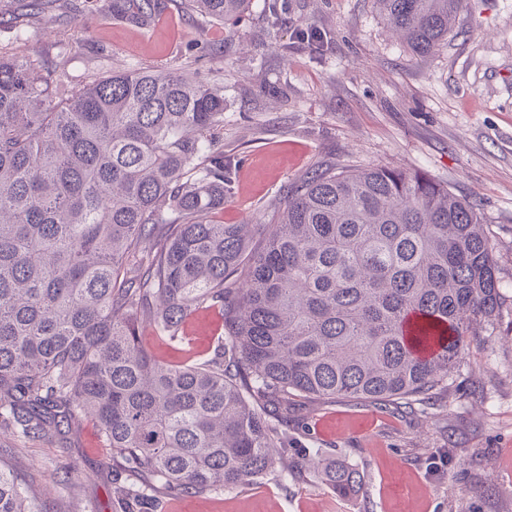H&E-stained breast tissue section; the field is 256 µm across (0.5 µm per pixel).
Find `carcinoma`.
Returning <instances> with one entry per match:
<instances>
[{
	"mask_svg": "<svg viewBox=\"0 0 512 512\" xmlns=\"http://www.w3.org/2000/svg\"><path fill=\"white\" fill-rule=\"evenodd\" d=\"M217 22L250 0H187ZM419 53L448 39L463 0H375ZM151 26L158 0H110ZM60 66L0 55V429L61 441L94 421L147 504L266 476L299 399L408 410L448 393L471 338L499 312L477 208L404 170L317 168L269 224H221L231 170L224 91L185 71L114 69L70 99ZM197 171L193 182L185 174ZM216 309L224 338L187 362L186 321ZM337 494L360 471L324 465ZM0 512H38L0 464Z\"/></svg>",
	"mask_w": 512,
	"mask_h": 512,
	"instance_id": "1",
	"label": "carcinoma"
}]
</instances>
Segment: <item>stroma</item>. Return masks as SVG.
<instances>
[{"mask_svg": "<svg viewBox=\"0 0 512 512\" xmlns=\"http://www.w3.org/2000/svg\"><path fill=\"white\" fill-rule=\"evenodd\" d=\"M251 0L225 25L167 0L150 29L113 20L108 0H0V52L64 67L56 91L113 68L180 69L224 89L215 136L234 165L218 215L264 224L289 185L318 166L420 173L476 204L493 246L502 308L452 369L439 405L405 414L347 397L302 403L300 423L267 477L230 489L161 498L157 512H512V0H465L447 41L416 53L381 20L372 0ZM312 28L316 52L296 38ZM82 51L66 52L74 38ZM185 330L190 351L143 342L159 358L205 354L223 335L218 314ZM359 469V492L334 493L308 454ZM0 460L32 492L38 512H135L101 433L85 422L67 442L21 441L0 431Z\"/></svg>", "mask_w": 512, "mask_h": 512, "instance_id": "stroma-1", "label": "stroma"}]
</instances>
